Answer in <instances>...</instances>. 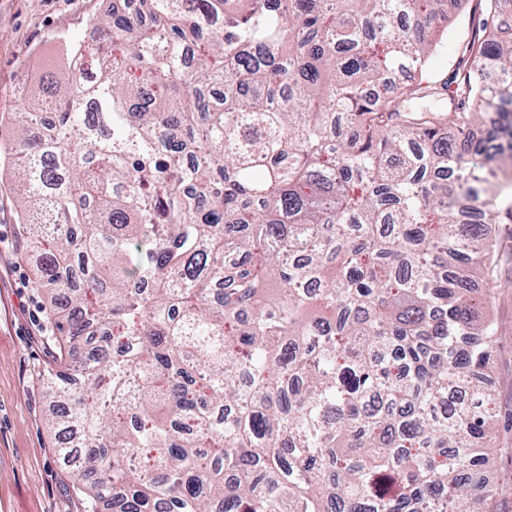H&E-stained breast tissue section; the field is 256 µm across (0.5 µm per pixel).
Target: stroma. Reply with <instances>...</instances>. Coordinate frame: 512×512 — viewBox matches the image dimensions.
<instances>
[{"instance_id": "obj_1", "label": "stroma", "mask_w": 512, "mask_h": 512, "mask_svg": "<svg viewBox=\"0 0 512 512\" xmlns=\"http://www.w3.org/2000/svg\"><path fill=\"white\" fill-rule=\"evenodd\" d=\"M476 0L448 23V42L426 73L440 81L454 69V45L471 36ZM112 0H0V154L9 146L12 118L30 101L44 69L63 71L58 40L83 38L86 22L111 10ZM492 276L500 284L489 312L499 325L490 390L499 407L495 452L483 478L496 489L493 512H512V223L499 224ZM18 221L15 185L0 164V512H83L85 490L74 482L48 418L55 407L49 376L57 342L50 301L35 279L41 260L27 247Z\"/></svg>"}]
</instances>
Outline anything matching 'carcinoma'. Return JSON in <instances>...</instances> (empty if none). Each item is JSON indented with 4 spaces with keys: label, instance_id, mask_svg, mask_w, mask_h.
Segmentation results:
<instances>
[{
    "label": "carcinoma",
    "instance_id": "cac0c4a2",
    "mask_svg": "<svg viewBox=\"0 0 512 512\" xmlns=\"http://www.w3.org/2000/svg\"><path fill=\"white\" fill-rule=\"evenodd\" d=\"M140 2L64 42L13 139L86 512H491L471 271L512 222V0L436 86L460 0Z\"/></svg>",
    "mask_w": 512,
    "mask_h": 512
}]
</instances>
